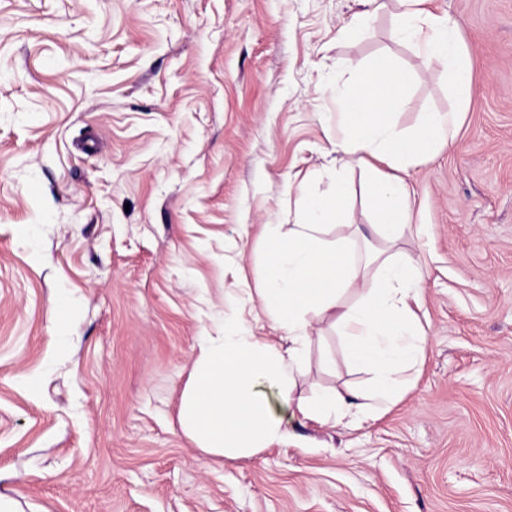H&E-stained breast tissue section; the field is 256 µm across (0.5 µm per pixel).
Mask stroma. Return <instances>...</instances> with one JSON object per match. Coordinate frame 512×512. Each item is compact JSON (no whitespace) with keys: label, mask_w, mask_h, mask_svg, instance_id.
Here are the masks:
<instances>
[{"label":"stroma","mask_w":512,"mask_h":512,"mask_svg":"<svg viewBox=\"0 0 512 512\" xmlns=\"http://www.w3.org/2000/svg\"><path fill=\"white\" fill-rule=\"evenodd\" d=\"M472 66L393 36L387 0H0V497L15 512H512V0H430ZM385 59L413 81L398 130L460 112L401 176L398 245L423 277L425 357L351 427L213 456L178 411L202 336L262 310L266 224L349 186L359 278L376 270L365 173L336 159V89ZM316 320L296 390L368 388Z\"/></svg>","instance_id":"35a3bbf8"}]
</instances>
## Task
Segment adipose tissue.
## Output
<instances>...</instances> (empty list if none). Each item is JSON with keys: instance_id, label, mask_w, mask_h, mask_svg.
<instances>
[{"instance_id": "obj_1", "label": "adipose tissue", "mask_w": 512, "mask_h": 512, "mask_svg": "<svg viewBox=\"0 0 512 512\" xmlns=\"http://www.w3.org/2000/svg\"><path fill=\"white\" fill-rule=\"evenodd\" d=\"M397 38L416 42L428 55L442 59L460 95L472 89V71L457 40L452 20L425 7L427 0H404ZM410 73L378 61L367 78L336 90L340 106L335 150L347 162L368 167L367 184L374 204L373 229L383 242L373 258V278L358 279L356 255L344 237L327 229L342 219L347 190L343 184L306 196V219L299 224L265 227L273 254L259 291L269 319L287 333L288 347L245 333L206 337L183 396L180 419L199 448L217 455L246 456L288 434L280 410L337 424L375 418L398 393L405 371L423 359L416 310L422 305V279L412 260L394 249L409 226L411 193L395 168L455 141L458 115L423 113L409 133L393 124L404 103ZM388 159L389 171L369 166V157ZM358 285V305L339 311L336 326L344 336L349 363L370 373L372 391H327L308 400L295 393V373L309 338L311 316L337 306L341 293Z\"/></svg>"}]
</instances>
